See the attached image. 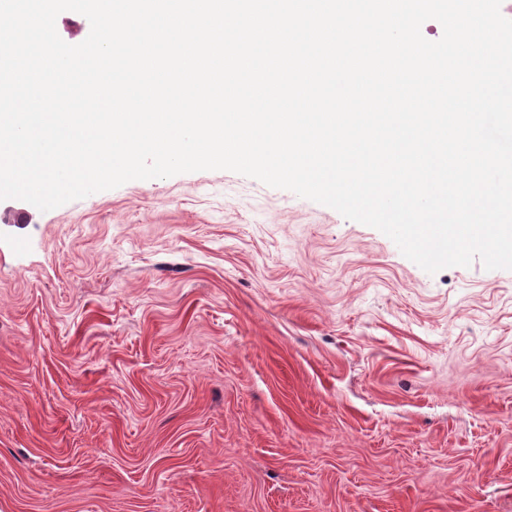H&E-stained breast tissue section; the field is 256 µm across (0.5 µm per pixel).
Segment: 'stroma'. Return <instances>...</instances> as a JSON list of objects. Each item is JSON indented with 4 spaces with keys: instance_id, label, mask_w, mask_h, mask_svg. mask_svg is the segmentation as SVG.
<instances>
[{
    "instance_id": "1",
    "label": "stroma",
    "mask_w": 512,
    "mask_h": 512,
    "mask_svg": "<svg viewBox=\"0 0 512 512\" xmlns=\"http://www.w3.org/2000/svg\"><path fill=\"white\" fill-rule=\"evenodd\" d=\"M0 223V512H512V271L228 170Z\"/></svg>"
}]
</instances>
